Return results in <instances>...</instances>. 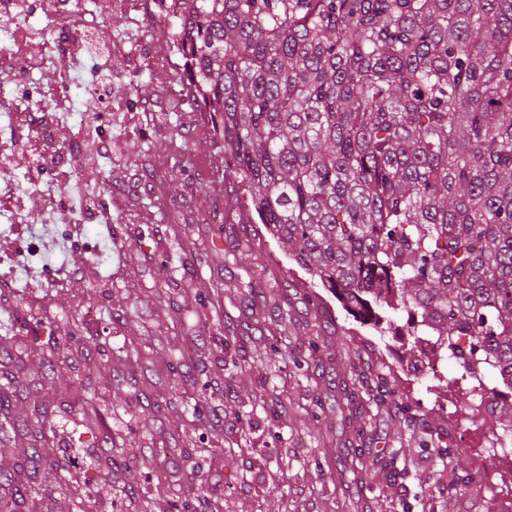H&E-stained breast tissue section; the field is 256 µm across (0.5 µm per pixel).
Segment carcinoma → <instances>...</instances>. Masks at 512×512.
<instances>
[{
	"mask_svg": "<svg viewBox=\"0 0 512 512\" xmlns=\"http://www.w3.org/2000/svg\"><path fill=\"white\" fill-rule=\"evenodd\" d=\"M190 105L217 116L226 207H243L346 312L432 336L512 422V0H171ZM468 339V347L454 344ZM61 391L90 405L75 375ZM37 405L18 455L45 465ZM127 446L109 442L107 468ZM126 512L169 498L122 467ZM0 512L39 487L0 471Z\"/></svg>",
	"mask_w": 512,
	"mask_h": 512,
	"instance_id": "obj_1",
	"label": "carcinoma"
}]
</instances>
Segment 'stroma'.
I'll use <instances>...</instances> for the list:
<instances>
[{
    "label": "stroma",
    "mask_w": 512,
    "mask_h": 512,
    "mask_svg": "<svg viewBox=\"0 0 512 512\" xmlns=\"http://www.w3.org/2000/svg\"><path fill=\"white\" fill-rule=\"evenodd\" d=\"M135 0H84L97 22L101 43L143 39L146 55L95 53L67 62L56 60L35 74L33 84H20L0 72V105L14 108L25 100L53 111L48 94L62 71L76 73L74 107L59 113L54 137L62 149L81 138L88 120L83 113L89 89L100 64H109L118 81L115 94L121 110H100L96 121L114 143L111 164H98L90 189L109 220L84 218L81 250H72L61 237L70 222L66 212L46 211L39 197L28 206L34 219L32 236H20L14 213L0 210V241L18 240L47 251H63L57 275L43 287L15 281L13 270L26 266V257L0 263V336L16 337L23 350L19 366L29 389L13 393L9 417L0 420V470L33 480L27 468L17 466L14 426L44 402L53 421L76 431L83 463L73 469L66 486H49L28 500L24 512H72V500L94 499L110 491L121 502V481L106 485L98 468L107 439H130L132 426L150 422L167 433L164 450L142 441L141 453L165 463L173 494L188 483L180 464L185 451L209 447L204 427L167 410L174 377L169 369L178 348L204 347L210 377H233L226 395L224 423L233 431L247 429L251 450L224 458L215 454L200 470L205 494L224 500V512H501L500 500L481 485L493 465L486 456L479 425L457 419L461 394L453 379L459 369L443 359L437 373L414 378L406 370L408 353L427 358L408 336H380L372 326L349 316L335 296L301 269L288 250L255 223L248 211L228 215L224 210V142L212 129L209 113L186 102L176 69L167 67L168 30L157 17L136 11ZM185 167H177L176 156ZM184 241L182 253L171 247L174 236ZM235 247L237 266H225L224 251ZM263 254L268 265L262 288L289 281L299 291L313 290L314 308L298 310L290 321L272 322L273 299L245 307L242 298L249 277L245 267L251 253ZM184 266L186 285L196 292L183 315H175L165 299V265ZM81 268L72 277V268ZM74 324L77 342L97 347L74 357L73 365L97 362L91 386L94 408L105 414V429L89 431L73 414L69 399L53 394L45 379L44 356L65 324ZM234 332L238 349L225 351L227 332ZM287 333L295 344L290 356L271 354L278 376L265 379L263 369L250 367L245 355L262 349V336ZM317 338L321 357L319 380L303 376L296 364L308 359V341ZM150 344V361L129 363L115 349L133 350ZM375 378L385 374L391 391L358 421L342 419L326 407L318 420L308 419L313 387L328 398L341 395L348 374ZM148 397L134 396L136 387ZM295 407V417L274 414L272 400ZM330 428L340 446L325 448L315 439L317 430ZM359 446L369 469L363 485L339 460L346 442ZM454 448V460L439 458L438 447ZM477 481L465 483V474Z\"/></svg>",
    "instance_id": "35a3bbf8"
}]
</instances>
